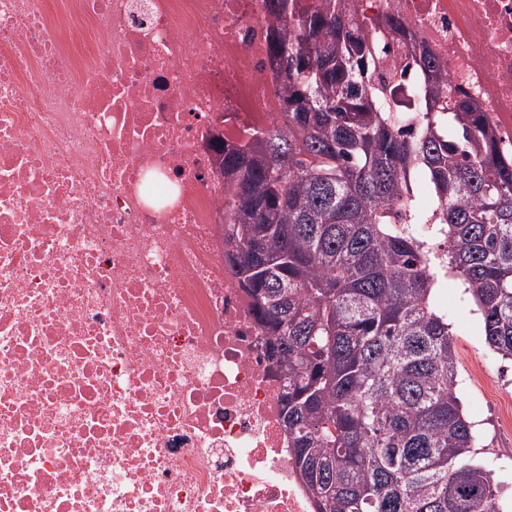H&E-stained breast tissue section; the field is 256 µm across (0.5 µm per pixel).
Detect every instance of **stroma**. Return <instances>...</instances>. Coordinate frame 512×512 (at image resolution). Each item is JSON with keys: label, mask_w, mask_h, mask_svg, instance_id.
<instances>
[{"label": "stroma", "mask_w": 512, "mask_h": 512, "mask_svg": "<svg viewBox=\"0 0 512 512\" xmlns=\"http://www.w3.org/2000/svg\"><path fill=\"white\" fill-rule=\"evenodd\" d=\"M455 332L456 391L475 435L476 460L491 471L503 512H512V360L489 347L474 305L462 289L448 290Z\"/></svg>", "instance_id": "1"}]
</instances>
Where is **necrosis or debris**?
<instances>
[{"instance_id": "1", "label": "necrosis or debris", "mask_w": 512, "mask_h": 512, "mask_svg": "<svg viewBox=\"0 0 512 512\" xmlns=\"http://www.w3.org/2000/svg\"><path fill=\"white\" fill-rule=\"evenodd\" d=\"M512 154V0H340ZM402 36H395L391 22ZM267 0H0V512H318L212 144L282 124Z\"/></svg>"}]
</instances>
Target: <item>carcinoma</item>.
<instances>
[{
    "label": "carcinoma",
    "instance_id": "obj_1",
    "mask_svg": "<svg viewBox=\"0 0 512 512\" xmlns=\"http://www.w3.org/2000/svg\"><path fill=\"white\" fill-rule=\"evenodd\" d=\"M268 57L286 128L224 154V242L288 394L281 419L319 512H500L456 393L448 281L512 359V157L488 113L404 83L336 0H270ZM336 45L329 65L319 54ZM426 88L448 84L415 55Z\"/></svg>",
    "mask_w": 512,
    "mask_h": 512
}]
</instances>
